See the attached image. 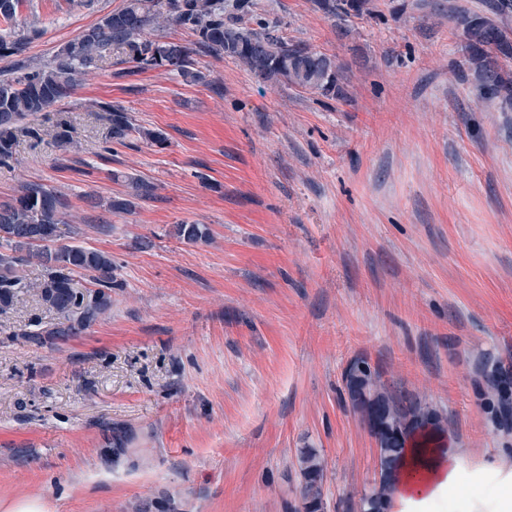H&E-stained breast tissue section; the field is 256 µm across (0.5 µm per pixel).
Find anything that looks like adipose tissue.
<instances>
[{
	"label": "adipose tissue",
	"mask_w": 512,
	"mask_h": 512,
	"mask_svg": "<svg viewBox=\"0 0 512 512\" xmlns=\"http://www.w3.org/2000/svg\"><path fill=\"white\" fill-rule=\"evenodd\" d=\"M462 463L449 447L425 466L408 458L392 476L388 512H512V462L482 460L467 470ZM464 476L466 492L458 489Z\"/></svg>",
	"instance_id": "adipose-tissue-1"
}]
</instances>
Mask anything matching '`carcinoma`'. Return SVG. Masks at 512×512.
I'll list each match as a JSON object with an SVG mask.
<instances>
[{
    "instance_id": "cac0c4a2",
    "label": "carcinoma",
    "mask_w": 512,
    "mask_h": 512,
    "mask_svg": "<svg viewBox=\"0 0 512 512\" xmlns=\"http://www.w3.org/2000/svg\"><path fill=\"white\" fill-rule=\"evenodd\" d=\"M314 2L343 21L370 12L369 0ZM252 6V0H166L161 8L157 0H125L121 8L60 47L51 60L35 65L23 57L25 36H1L0 60L10 58L12 64L7 77L0 78V165L13 159L18 136L41 138L37 115L66 101L75 90L77 76L97 67L109 50L121 56L119 63L129 65L118 72L120 76L162 68L186 82H200L204 75L194 67L192 55L202 53L231 57L263 82H286L324 96L346 97L344 77L334 58L304 42H288L260 19L250 25L246 17L252 14ZM511 15L512 0H494L489 15L448 7V22L464 53L463 66L478 81L480 94L510 106L512 81L502 74L499 61L512 59V28L504 23ZM169 27L191 31L195 47L148 37ZM95 108L108 122L106 142L124 145L136 133L147 142L164 145L163 133L135 128L122 106L102 101ZM49 135L64 150L78 147L75 128L63 118L52 124ZM66 208L64 195L38 182H28L12 198L0 201V315L12 310L24 294L37 296L58 315L57 322L26 333L36 344L46 336L66 340L78 335L112 304V255L61 242ZM176 233L189 242L207 237L200 224H179ZM34 258L46 274L41 281L29 282L21 267ZM76 273L90 274L96 288L75 287ZM364 363L357 358L345 370L352 407L361 413L379 407L381 424L399 433L380 440L378 483L360 498V512H385L389 478L402 465L407 447L427 453L437 447L433 432L442 426L436 411L421 406L407 392L386 390L376 371L359 369ZM300 476L309 512H322L324 464L315 451L301 453Z\"/></svg>"
}]
</instances>
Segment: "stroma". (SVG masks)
Listing matches in <instances>:
<instances>
[{
	"label": "stroma",
	"instance_id": "stroma-1",
	"mask_svg": "<svg viewBox=\"0 0 512 512\" xmlns=\"http://www.w3.org/2000/svg\"><path fill=\"white\" fill-rule=\"evenodd\" d=\"M124 0H22L34 62ZM288 40L335 57L347 96L258 81L197 56L186 83L120 76L115 56L62 103L80 145L20 138L0 200L25 181L65 194L78 243L117 264L112 307L78 336L26 295L0 317V510L305 512L298 456L325 461L324 512H356L378 449L343 374L364 358L442 417L470 461L512 455V109L456 63L448 6L371 0L347 22L313 0H253ZM164 145L105 148L94 104ZM154 187L131 211L125 177ZM96 205H89L87 196ZM205 225L189 242L179 223Z\"/></svg>",
	"mask_w": 512,
	"mask_h": 512
}]
</instances>
